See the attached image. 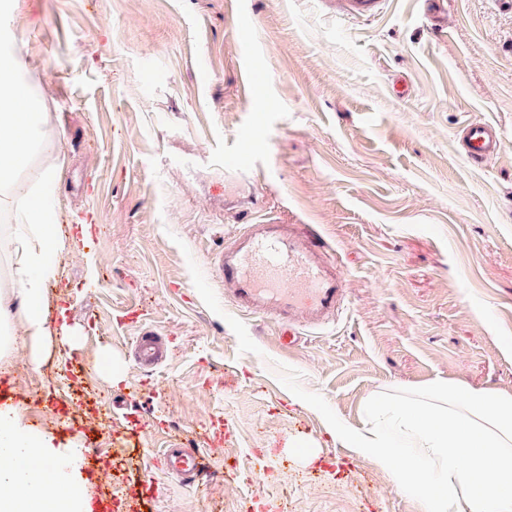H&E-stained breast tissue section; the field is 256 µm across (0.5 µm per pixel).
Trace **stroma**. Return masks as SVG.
<instances>
[{
  "instance_id": "1",
  "label": "stroma",
  "mask_w": 512,
  "mask_h": 512,
  "mask_svg": "<svg viewBox=\"0 0 512 512\" xmlns=\"http://www.w3.org/2000/svg\"><path fill=\"white\" fill-rule=\"evenodd\" d=\"M0 49L41 73L44 128L63 134L62 234L92 232L48 289L82 370L54 338L32 369L13 324L0 407L80 449L89 498L121 512H421L419 488L329 425L367 426L372 399L437 380L512 392V0H447L439 33L419 0L368 20L334 0H20ZM473 120L502 132L481 168L461 146ZM249 130L258 152L230 163ZM266 223L315 229L349 289L291 348L209 264ZM133 303L169 350L152 370L120 320ZM173 444L196 470L143 490Z\"/></svg>"
}]
</instances>
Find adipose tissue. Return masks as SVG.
<instances>
[{"instance_id": "adipose-tissue-1", "label": "adipose tissue", "mask_w": 512, "mask_h": 512, "mask_svg": "<svg viewBox=\"0 0 512 512\" xmlns=\"http://www.w3.org/2000/svg\"><path fill=\"white\" fill-rule=\"evenodd\" d=\"M40 78L21 77L16 55H0V216L15 228L9 241L14 286L0 294V326L21 322L33 349L58 336L73 344L72 330L55 332L46 289L57 280V253L74 238L59 234L55 202L61 180L62 135L41 126L33 92ZM48 158L28 179L17 178L31 156ZM379 426L347 434L350 448L393 469L402 487L421 488L423 512H512V393L445 381L408 395L386 394ZM41 466L42 479L0 471V512H88L71 475L78 454L0 410V455Z\"/></svg>"}]
</instances>
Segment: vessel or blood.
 Listing matches in <instances>:
<instances>
[{"mask_svg":"<svg viewBox=\"0 0 512 512\" xmlns=\"http://www.w3.org/2000/svg\"><path fill=\"white\" fill-rule=\"evenodd\" d=\"M384 0H336V8L353 17L377 16ZM502 145L497 127L474 121L464 129V154L479 165L498 156ZM213 271L224 296L236 310L269 318L281 329L285 346H292L299 329H316L335 321L345 310L348 288L342 265L320 235L306 224H250L226 241L213 259ZM142 312H125L139 324L135 345L137 364L152 368L164 362L168 348L154 330L140 324ZM197 453L170 448L162 472L177 478L192 471Z\"/></svg>","mask_w":512,"mask_h":512,"instance_id":"b4317fda","label":"vessel or blood"}]
</instances>
